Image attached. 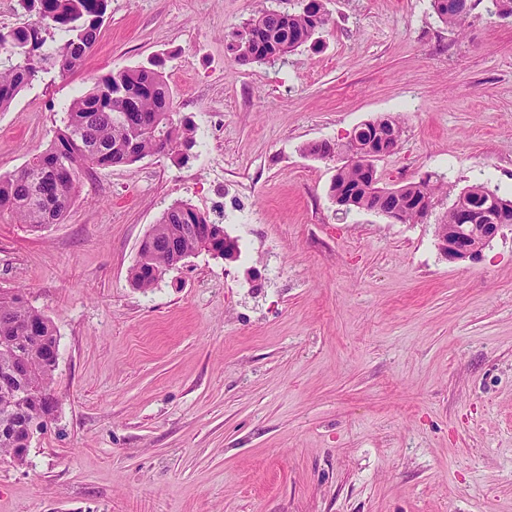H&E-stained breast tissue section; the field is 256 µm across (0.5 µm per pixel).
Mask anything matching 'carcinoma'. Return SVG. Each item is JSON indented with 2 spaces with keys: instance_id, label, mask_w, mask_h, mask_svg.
I'll return each instance as SVG.
<instances>
[{
  "instance_id": "carcinoma-1",
  "label": "carcinoma",
  "mask_w": 512,
  "mask_h": 512,
  "mask_svg": "<svg viewBox=\"0 0 512 512\" xmlns=\"http://www.w3.org/2000/svg\"><path fill=\"white\" fill-rule=\"evenodd\" d=\"M36 11V19L9 30L0 29V112L10 109L18 94L47 74L61 77L79 68L100 36L108 0H22ZM439 20L464 33L473 0H431ZM330 23L326 0H299L298 9L281 12L260 9L240 29L232 32L229 50L236 63L283 61L301 46L316 40ZM165 61L113 70L94 79L87 92L64 109L61 126L47 149L33 155L16 171L0 176V214H10L17 223L40 230L62 223L75 197L81 177L93 168L132 164L146 156L176 153L183 158L195 147V128L187 118L174 119L173 92L163 72ZM131 112L133 124L122 115ZM304 152L318 160H334L333 154H358L349 146L335 149L328 141L314 142ZM348 187L357 191L349 210L380 200V191L362 165L339 164L330 186L331 197ZM442 183L427 174L399 188L393 202L435 204ZM453 205L493 212L506 206L503 196L483 184L464 189ZM198 224L197 236L183 240L186 253L210 252L224 244L221 224L211 222L191 204L177 201L161 214L140 242L138 258L131 269L133 285L143 291L153 288L169 270L167 242L179 234L181 225ZM0 366L24 354L22 385L35 392L52 391L55 366L42 357V350L57 344L52 321L31 306L19 290L0 289ZM46 412L43 402L32 396L23 401L11 393L0 395V423L9 420L12 433L0 434V459L17 464L25 458L16 453L24 447L23 424Z\"/></svg>"
}]
</instances>
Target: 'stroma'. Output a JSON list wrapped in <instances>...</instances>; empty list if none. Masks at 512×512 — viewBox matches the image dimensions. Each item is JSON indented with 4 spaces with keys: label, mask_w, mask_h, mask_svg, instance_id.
<instances>
[{
    "label": "stroma",
    "mask_w": 512,
    "mask_h": 512,
    "mask_svg": "<svg viewBox=\"0 0 512 512\" xmlns=\"http://www.w3.org/2000/svg\"><path fill=\"white\" fill-rule=\"evenodd\" d=\"M259 0H109L82 65L0 112V175L50 144L95 76L165 57L189 159L88 173L63 223L0 215V288L53 323L54 419L0 462V512H512V230L439 253L459 192L512 195V17L465 33L431 0H328L316 45L240 65ZM398 118L383 186L448 188L427 221L338 211L305 145ZM222 222L233 258L130 271L172 203Z\"/></svg>",
    "instance_id": "stroma-1"
}]
</instances>
